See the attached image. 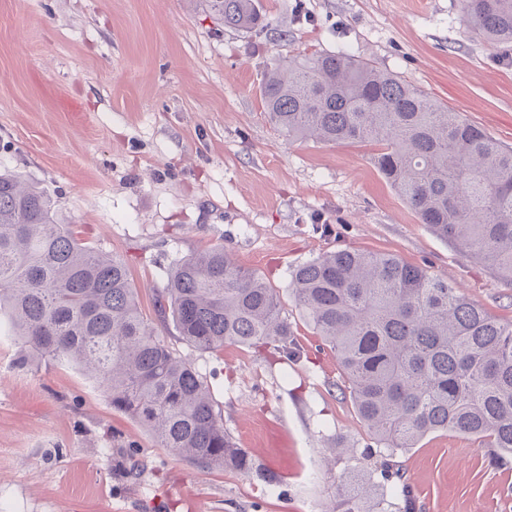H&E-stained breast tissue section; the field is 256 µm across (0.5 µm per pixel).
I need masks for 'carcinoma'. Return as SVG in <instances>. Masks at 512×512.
I'll return each mask as SVG.
<instances>
[{
  "label": "carcinoma",
  "mask_w": 512,
  "mask_h": 512,
  "mask_svg": "<svg viewBox=\"0 0 512 512\" xmlns=\"http://www.w3.org/2000/svg\"><path fill=\"white\" fill-rule=\"evenodd\" d=\"M218 26L267 27L255 0H194ZM473 32L512 43V0H463ZM264 111L288 140L377 147L374 164L421 223L512 279V148L369 61L314 51L263 75ZM296 307L335 354L357 413L377 445L334 439L358 469L426 435L454 431L512 456V322L502 323L448 281L393 255L330 251L293 272ZM161 317L201 351L226 344L299 354L275 289L224 246L183 256L155 289ZM19 362L78 368L166 448L208 469L248 474L253 462L224 429L210 387L144 318L123 259L83 241L38 184L0 169V327ZM332 512H414L406 483L392 499L375 484L342 485Z\"/></svg>",
  "instance_id": "carcinoma-1"
}]
</instances>
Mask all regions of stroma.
Instances as JSON below:
<instances>
[{
  "instance_id": "stroma-1",
  "label": "stroma",
  "mask_w": 512,
  "mask_h": 512,
  "mask_svg": "<svg viewBox=\"0 0 512 512\" xmlns=\"http://www.w3.org/2000/svg\"><path fill=\"white\" fill-rule=\"evenodd\" d=\"M257 2L269 25L246 34L216 31L188 0H0V166L127 262L149 321L166 267L220 244L275 288L300 346L277 361L158 329L252 456L257 471L243 475L157 447L82 372L18 365L0 336V512H329L347 473L326 466L331 438L372 439L291 294L296 267L325 252L397 256L512 322V280L421 224L373 147L286 141L260 97L277 55L343 52L512 146V45L478 38L461 0ZM393 461L416 512H512V459L492 464L478 439L432 433Z\"/></svg>"
}]
</instances>
